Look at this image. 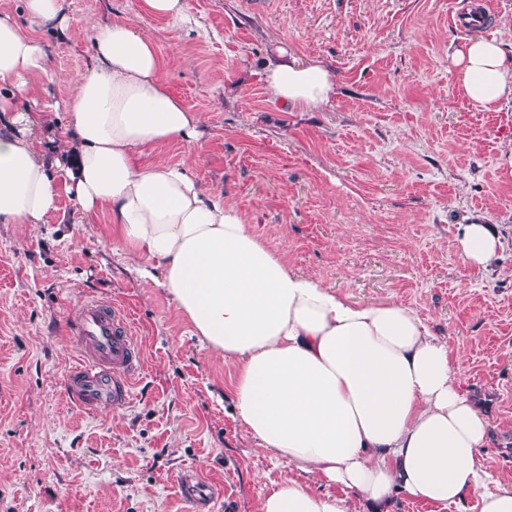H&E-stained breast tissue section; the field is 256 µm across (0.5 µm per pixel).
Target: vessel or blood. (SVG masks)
Listing matches in <instances>:
<instances>
[{
	"instance_id": "b4317fda",
	"label": "vessel or blood",
	"mask_w": 512,
	"mask_h": 512,
	"mask_svg": "<svg viewBox=\"0 0 512 512\" xmlns=\"http://www.w3.org/2000/svg\"><path fill=\"white\" fill-rule=\"evenodd\" d=\"M69 330L82 348L79 364L66 378L72 404L84 411L125 407L132 395V380L143 368L127 318L116 307L91 303L72 316ZM181 490L188 500L210 498L209 485L198 474L182 480Z\"/></svg>"
}]
</instances>
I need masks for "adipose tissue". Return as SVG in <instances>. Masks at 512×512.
Instances as JSON below:
<instances>
[{
	"instance_id": "adipose-tissue-1",
	"label": "adipose tissue",
	"mask_w": 512,
	"mask_h": 512,
	"mask_svg": "<svg viewBox=\"0 0 512 512\" xmlns=\"http://www.w3.org/2000/svg\"><path fill=\"white\" fill-rule=\"evenodd\" d=\"M25 23L0 14V223L45 224L58 192L81 216L108 210L112 231L194 335L236 370L237 415L260 448L326 484L358 490L381 512L394 493L479 512H512V481L486 490L479 453L491 422L467 396L448 344L412 307L360 305L293 270L224 197L203 189L189 162L145 163L167 144L192 143L201 118L169 90L154 43L131 20L93 24V63L70 77L64 147L46 151L42 106H22L52 71L39 38L64 29L65 0H23ZM462 95L482 109L512 97V48L476 37L453 54ZM256 77L271 103L299 112L332 104L321 62L284 48ZM500 239L474 220L459 236L463 262L488 267ZM348 499L293 478L261 512H352Z\"/></svg>"
}]
</instances>
